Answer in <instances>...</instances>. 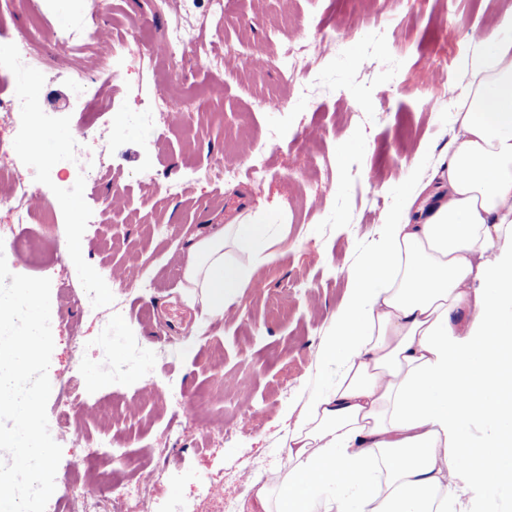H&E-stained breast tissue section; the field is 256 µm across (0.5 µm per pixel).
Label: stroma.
<instances>
[{
    "label": "stroma",
    "mask_w": 512,
    "mask_h": 512,
    "mask_svg": "<svg viewBox=\"0 0 512 512\" xmlns=\"http://www.w3.org/2000/svg\"><path fill=\"white\" fill-rule=\"evenodd\" d=\"M512 0H295L289 21L279 0H234L227 19L207 23L205 51L237 50L235 67L216 72L188 54L171 81L194 104L183 126L160 125L149 136L137 103L157 90L147 50L180 0L155 13L152 0H101V23L114 33L144 26L119 46L102 41L70 66L0 70V92L37 87L50 125L77 134L87 154L106 149L109 167L78 179L52 203L56 230L47 235L58 263L21 262L11 271L50 279L93 295L104 270L131 266L136 277L102 305L66 307L52 296L54 350L48 376L49 426L61 415L70 377L85 398L71 418L80 439L65 438L46 512H66L84 493H110L154 478L145 501L122 512H224L254 502L255 484L272 482L288 463V428L328 379L320 345L331 335L347 293V271L377 238L382 219L399 210L406 186L451 145L457 99L449 82L466 87L462 68L474 50L472 26L493 27ZM310 43L304 86L286 89L284 48ZM268 60L255 78L254 57ZM126 106L105 113L99 134L83 135L72 109L77 77ZM289 90L288 108L259 111L257 99ZM124 117L130 134H115ZM237 180L214 176L219 162ZM263 164L265 177L253 168ZM261 212L286 227L275 245L282 257L261 272L221 317L206 318L182 288L184 255L199 233L237 214ZM80 231L90 244L78 272L64 243ZM99 380L86 381L90 369ZM185 408L173 410L171 389ZM110 437L115 462H86L87 442Z\"/></svg>",
    "instance_id": "stroma-1"
}]
</instances>
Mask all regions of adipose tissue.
I'll return each instance as SVG.
<instances>
[{"label": "adipose tissue", "instance_id": "adipose-tissue-1", "mask_svg": "<svg viewBox=\"0 0 512 512\" xmlns=\"http://www.w3.org/2000/svg\"><path fill=\"white\" fill-rule=\"evenodd\" d=\"M452 151L433 161L347 272L321 348L335 374L288 431V470L258 512H492L512 498V11L472 27ZM67 166L66 129L37 128ZM254 214L198 236L184 289L218 317L279 260ZM489 429L463 445L477 423Z\"/></svg>", "mask_w": 512, "mask_h": 512}]
</instances>
